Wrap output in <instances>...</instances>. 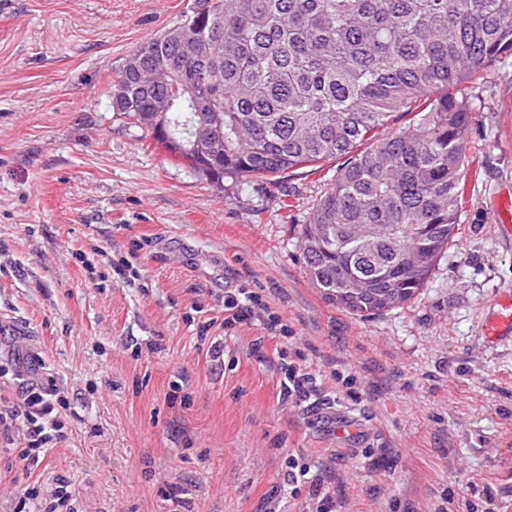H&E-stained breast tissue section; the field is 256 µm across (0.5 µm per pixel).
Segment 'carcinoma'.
I'll return each instance as SVG.
<instances>
[{
	"mask_svg": "<svg viewBox=\"0 0 512 512\" xmlns=\"http://www.w3.org/2000/svg\"><path fill=\"white\" fill-rule=\"evenodd\" d=\"M203 4L196 56L168 30L146 39L137 67L112 77L113 111L191 169L180 143L203 117L224 139L221 180L274 181L343 158L302 228L307 274L354 316L385 311L348 292L360 277L410 302L456 237L477 91L512 56V0Z\"/></svg>",
	"mask_w": 512,
	"mask_h": 512,
	"instance_id": "obj_1",
	"label": "carcinoma"
}]
</instances>
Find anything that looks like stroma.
I'll use <instances>...</instances> for the list:
<instances>
[{"label":"stroma","instance_id":"obj_1","mask_svg":"<svg viewBox=\"0 0 512 512\" xmlns=\"http://www.w3.org/2000/svg\"><path fill=\"white\" fill-rule=\"evenodd\" d=\"M190 4L0 0V369L23 350L64 425L35 461L0 431V512L63 481L76 512H317L293 457L335 512H512V337L483 333L512 297V56L474 114L455 245L360 318L301 257L340 159L220 186L113 111L115 70ZM238 288L290 337L225 328ZM285 361L316 374L310 401L284 398ZM289 470L286 475V484L287 486L290 485H297L299 483H310L309 489L312 492L313 496H320L322 494V483L321 479L318 478L317 475H314L312 477H307L310 473V467L306 466H300L298 464H295V461L292 460L291 465L289 466Z\"/></svg>","mask_w":512,"mask_h":512}]
</instances>
